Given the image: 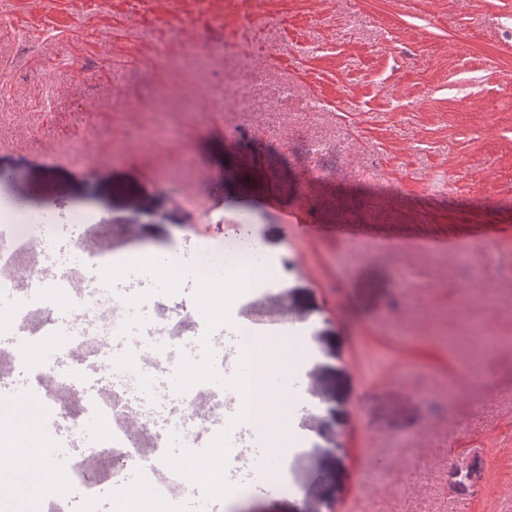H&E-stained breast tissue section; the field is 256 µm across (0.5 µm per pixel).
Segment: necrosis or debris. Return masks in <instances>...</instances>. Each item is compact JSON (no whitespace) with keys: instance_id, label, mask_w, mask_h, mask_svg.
Here are the masks:
<instances>
[{"instance_id":"necrosis-or-debris-1","label":"necrosis or debris","mask_w":512,"mask_h":512,"mask_svg":"<svg viewBox=\"0 0 512 512\" xmlns=\"http://www.w3.org/2000/svg\"><path fill=\"white\" fill-rule=\"evenodd\" d=\"M82 215L56 223L47 214L9 212L0 217V294L12 301L0 320V390L25 379L45 416L44 429L68 446L69 485L56 495L35 488L28 512H104L102 500L128 496L126 473L137 469L147 489L133 512H179L177 497L224 496L222 470L244 465L241 453L254 439L253 417L241 393L250 380L244 358L262 363L266 350L250 324L232 322L195 331L193 360L180 355L182 310L155 290L117 288L92 276L101 250L82 246ZM55 242L57 251L33 245L31 236ZM258 246L240 234L223 257L200 252L193 274L212 279L223 270L236 285L256 261ZM71 309L60 317L57 302ZM44 349L41 359L31 347ZM94 425L104 433L86 444L80 435ZM181 457H207L204 482L188 477Z\"/></svg>"}]
</instances>
